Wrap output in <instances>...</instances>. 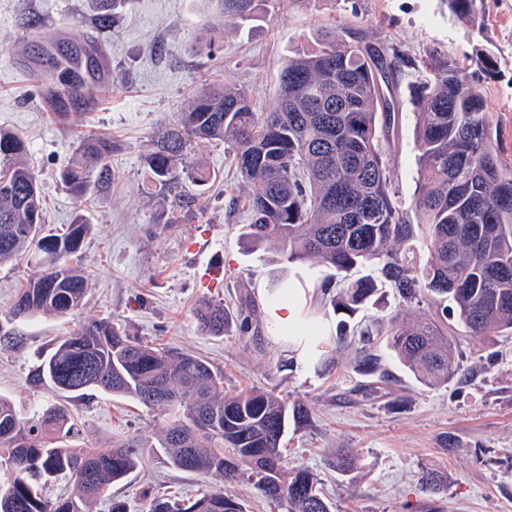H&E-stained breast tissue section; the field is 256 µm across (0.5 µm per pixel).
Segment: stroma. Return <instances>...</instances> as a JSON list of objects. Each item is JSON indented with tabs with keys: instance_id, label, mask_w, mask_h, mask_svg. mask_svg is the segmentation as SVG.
<instances>
[{
	"instance_id": "stroma-1",
	"label": "stroma",
	"mask_w": 512,
	"mask_h": 512,
	"mask_svg": "<svg viewBox=\"0 0 512 512\" xmlns=\"http://www.w3.org/2000/svg\"><path fill=\"white\" fill-rule=\"evenodd\" d=\"M207 24L201 0H119L108 28L97 26L89 0H0V127L26 142L45 200V233H63L79 215L92 226L72 258L92 274L77 314L14 317L20 279L38 270V260L26 255L0 266V395L24 418L36 406L66 407L85 445L140 444L141 464L109 490L130 512H143L147 489L187 497L220 487L218 478L169 464L157 444L156 414L136 400L101 390L62 393L35 378L59 338L85 320L106 319L126 325L132 337L208 360L223 370L227 393L260 387L306 404L309 415L289 423L282 453L288 465L321 478L332 512H512V335L457 337L459 378L445 388L419 384L383 334L376 345L383 380L357 371L346 348L324 361H300L298 344L277 334L258 290L274 277L288 281L304 310L333 327L340 316L321 288L327 269L269 265L244 248L239 228L249 221L248 189L224 146L195 144L213 174L203 188L184 180L176 193H155L144 166L154 131L206 83L235 85L249 92L256 111L271 109L286 59L312 48L324 26L400 59L393 91L400 122L382 147L403 203L417 181L409 85L427 77L433 53L467 74L492 116L500 158L512 166V0H481L471 22L446 0H276L213 44ZM61 38L72 46L96 40L111 59L94 104L71 106L65 122L37 104L25 69L34 46L44 47L42 67L64 89L55 47ZM89 135L111 139L110 164L121 178L78 200L62 186L59 169ZM179 193L190 197L191 209L175 207ZM204 299L223 301L231 316L250 315L248 332L234 325L220 337L201 334L193 311ZM432 311L430 303L407 304L382 287L361 318L383 331L390 319ZM340 448L358 455L363 469L336 473L331 462ZM428 468L447 473L444 494L420 488Z\"/></svg>"
}]
</instances>
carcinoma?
<instances>
[{
    "label": "carcinoma",
    "instance_id": "cac0c4a2",
    "mask_svg": "<svg viewBox=\"0 0 512 512\" xmlns=\"http://www.w3.org/2000/svg\"><path fill=\"white\" fill-rule=\"evenodd\" d=\"M102 27L113 24L117 0H91ZM213 37L228 25L254 20L264 0H202ZM456 15L472 18L477 0H448ZM430 76L416 86L415 149L418 180L410 209L397 198L381 138L398 125L399 112L383 86L397 65L378 48L346 38L336 28L316 33V47L288 58L280 91L268 112L254 111L246 91L210 85L196 91L175 120L153 135L145 158L150 186L170 191L187 178L197 186L212 179L192 155L198 141L229 145L247 199L250 222L241 242L271 261L312 263L349 272L372 266L378 277L344 279L330 303L352 318L374 296L380 281L400 297L430 298L435 315L414 322L393 320L391 350L421 384L448 385L459 364L448 324L452 319L473 336L512 335V167L498 154L485 102L467 76L436 55ZM25 142L0 128V265L29 252L41 255L40 270L18 289L19 318L79 311L90 275L66 258L76 253L91 225L77 217L60 236L42 235L45 208L33 171L24 160ZM112 142L82 137L60 172L77 199L94 185L112 182ZM428 258L421 262L419 254ZM199 331L222 336L230 327L224 303L204 300L194 310ZM307 354L325 345V328L312 319ZM336 347L353 348L357 367L380 372L373 336L343 320ZM59 390L84 394L96 389L137 399L162 417L157 440L170 463L183 471L211 474L228 484L245 482L286 512H331L317 476L284 463L280 445L288 420L307 409L288 405L260 389L224 393L222 375L205 360L174 348H159L129 336L109 321L91 320L62 338L35 374ZM75 423L59 407H36L18 415L0 396V512H96L113 482L140 463L137 443L104 451L73 441ZM336 472L348 476L358 458L342 448ZM64 477L69 490L50 496L46 483ZM422 489L440 494L446 476L425 469ZM146 512H247L229 489L207 490L179 502L155 497Z\"/></svg>",
    "mask_w": 512,
    "mask_h": 512
}]
</instances>
